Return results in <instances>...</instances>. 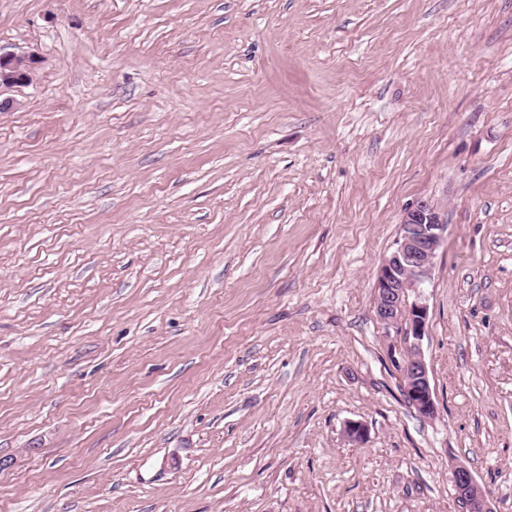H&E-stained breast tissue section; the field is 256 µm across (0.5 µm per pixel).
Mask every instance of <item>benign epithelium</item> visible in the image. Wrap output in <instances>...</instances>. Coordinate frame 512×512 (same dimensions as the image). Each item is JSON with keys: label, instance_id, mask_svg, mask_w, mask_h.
I'll return each mask as SVG.
<instances>
[{"label": "benign epithelium", "instance_id": "1", "mask_svg": "<svg viewBox=\"0 0 512 512\" xmlns=\"http://www.w3.org/2000/svg\"><path fill=\"white\" fill-rule=\"evenodd\" d=\"M37 60L0 47V93L32 81ZM448 229L440 210L421 203L408 210L402 219L395 249L378 272L375 285L377 319L386 330L403 332L405 347L392 361L404 378V395L424 417L437 412L429 371L423 357L428 306L417 293L428 278L432 260ZM414 301H408L409 293ZM455 490L464 512H494L492 504L464 465L454 470Z\"/></svg>", "mask_w": 512, "mask_h": 512}]
</instances>
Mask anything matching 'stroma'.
Listing matches in <instances>:
<instances>
[{"label":"stroma","mask_w":512,"mask_h":512,"mask_svg":"<svg viewBox=\"0 0 512 512\" xmlns=\"http://www.w3.org/2000/svg\"><path fill=\"white\" fill-rule=\"evenodd\" d=\"M0 47V512H463L459 465L512 512V0H0ZM421 201L432 417L375 314ZM37 63L33 55H20L0 47V96L4 90L31 82Z\"/></svg>","instance_id":"35a3bbf8"}]
</instances>
